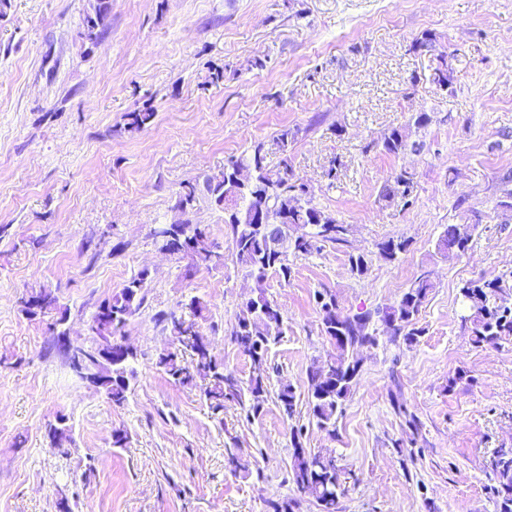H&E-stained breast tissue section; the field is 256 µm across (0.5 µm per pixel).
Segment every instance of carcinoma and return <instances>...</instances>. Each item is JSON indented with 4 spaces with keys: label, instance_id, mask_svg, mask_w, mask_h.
I'll return each mask as SVG.
<instances>
[{
    "label": "carcinoma",
    "instance_id": "obj_1",
    "mask_svg": "<svg viewBox=\"0 0 512 512\" xmlns=\"http://www.w3.org/2000/svg\"><path fill=\"white\" fill-rule=\"evenodd\" d=\"M110 16L108 0H89L83 22L91 24L90 33L81 38L99 41L108 29ZM436 59L433 82L449 89L453 84V67L448 54L441 52ZM155 117V110L148 105L130 112L127 130L139 131L151 125ZM430 122L428 113L418 112L410 126L387 130L376 147L394 157L416 150L418 143L410 140L411 129H423ZM265 160L264 144L255 143L240 155L228 158L220 173L204 176L202 184H186L176 197L182 206L180 221L162 224L152 231L159 246L187 260L185 275L193 276L224 264L222 246L210 238L207 227L193 220L200 198L224 214L235 262L253 281L252 295L241 304L227 333L255 366L266 365L271 347L283 334L284 314L266 292L268 274L274 272L288 279L290 258L305 257L327 244L344 242L348 233L347 225L315 205L311 197H303V180L295 176L288 159H283L282 167L276 171L269 169ZM412 187L413 174L402 170L387 181L381 196L388 201L404 199ZM260 214L284 225L277 237H271L266 225L258 222ZM480 221V212L475 211L470 223L445 225L436 244V254L444 260L459 257L468 247L470 226ZM378 247L384 259L394 261L407 251L409 241L392 237ZM148 276V272H141L101 300L89 318L97 335L112 345V359H104L98 347L87 348L82 357L83 379L115 407L127 401L134 378L132 363L137 353L125 348L122 338L129 321L144 308ZM431 288L428 275L422 273L395 303L373 313L365 311L352 316L340 309L336 295L328 291L317 293L319 329L334 347L326 363L314 362L307 370L309 413L319 428L336 430L337 415L342 412L343 402L361 371L359 350L378 344L377 326H382L393 341L400 339L408 346L417 343L418 336L423 334V329L418 327L419 315ZM460 294L467 310L462 322L474 347L497 345L512 338V294L503 288L500 279L469 282L460 288ZM20 304L30 319L58 314L51 327L52 335L57 340L65 335L60 326L67 321V309L60 305L56 293L48 289L30 292L21 298ZM182 307L189 310V317L159 312L156 321L169 335L188 339L191 345L182 344L158 354L157 369L175 384L199 388L214 416L224 413L227 400L237 402L248 418L259 415L270 395L266 370L253 371L246 382L240 379L224 366V360L200 331L197 318L203 311L202 302L192 297ZM277 401L284 415L293 419L297 412L294 388L289 384L281 386ZM46 432L52 445L61 449L62 454L70 455V449L64 447L72 440L64 416L48 424ZM301 438L302 428L291 427L289 480L300 493L312 498L318 512H339L340 499L346 491L345 471L337 465L335 456L304 448ZM491 471L496 482L497 512H512V448H500L494 453Z\"/></svg>",
    "mask_w": 512,
    "mask_h": 512
}]
</instances>
